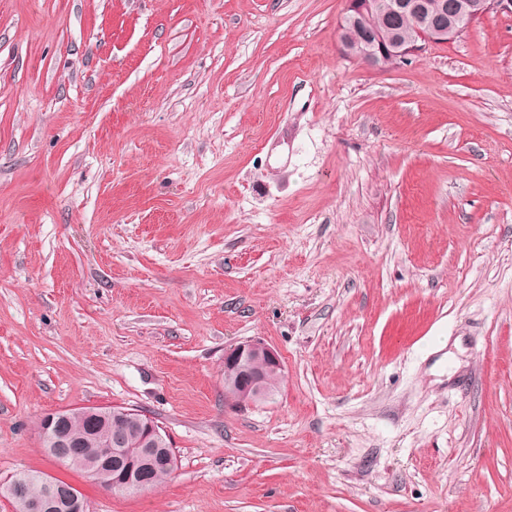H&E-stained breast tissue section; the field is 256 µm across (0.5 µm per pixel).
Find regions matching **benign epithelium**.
<instances>
[{"mask_svg":"<svg viewBox=\"0 0 512 512\" xmlns=\"http://www.w3.org/2000/svg\"><path fill=\"white\" fill-rule=\"evenodd\" d=\"M376 8V0H344L339 21V39L342 51L370 68L381 66L385 58L398 61L408 60L422 54L431 43H448L462 37L478 20L501 11L512 13V0H448L441 12L432 20L428 30L416 29V35L400 39L396 36L383 37L368 26L369 18ZM391 14H407L418 21L424 13L422 0H394L388 9ZM224 366L235 371V377L227 379L239 406H250L270 400L265 393L260 369L284 371L279 352L261 340H246L224 348ZM70 410L49 413L40 423L41 437L46 442L51 457L58 463L70 459L68 449L77 445V440L67 431ZM137 417L142 426L143 443L141 457L150 459L160 442L168 440L157 427L152 417L141 412ZM88 476L102 484L108 492H129L142 488L133 474H122L107 479L100 468L86 467ZM54 504L64 506L66 512H85V502L80 490L69 483L47 484V495L29 503L32 512H45Z\"/></svg>","mask_w":512,"mask_h":512,"instance_id":"1","label":"benign epithelium"}]
</instances>
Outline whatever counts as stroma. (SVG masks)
I'll return each instance as SVG.
<instances>
[{
	"label": "stroma",
	"mask_w": 512,
	"mask_h": 512,
	"mask_svg": "<svg viewBox=\"0 0 512 512\" xmlns=\"http://www.w3.org/2000/svg\"><path fill=\"white\" fill-rule=\"evenodd\" d=\"M344 0H0V484L87 512H512V14L372 69ZM285 364L238 407L224 348ZM150 415L104 491L46 414ZM70 410L49 413L43 417L40 423L41 437L47 444L45 447L49 448L51 457L58 463L70 459V454L65 448H75L77 445V440L71 437L66 429ZM160 454L161 456L156 460L151 468L144 469L139 473V479L142 485H144L145 490L156 488L157 486L165 483L172 475L169 469V466H171L172 463L170 462L169 466L165 464L163 460V452ZM86 470L88 476L92 477L94 481L101 483L103 488L110 493H112V491H137L143 487L133 477V471H130L129 474H121L115 479H106V476L99 467L88 465ZM47 475L38 471H31L24 473L20 477L27 479L25 499H33L29 503L30 511L34 512H47L45 510H53L52 504H59L64 506L68 512H83L85 511V502L80 496V490L69 483H65L56 479L60 483H47V495L42 499H37L44 494V481Z\"/></svg>",
	"instance_id": "35a3bbf8"
}]
</instances>
